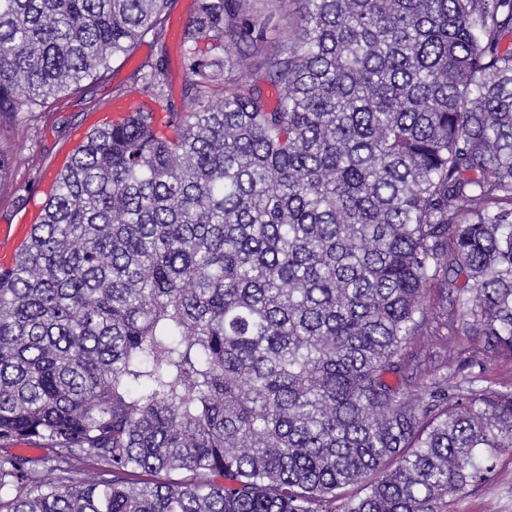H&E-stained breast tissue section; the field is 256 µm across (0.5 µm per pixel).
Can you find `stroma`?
Here are the masks:
<instances>
[{
	"label": "stroma",
	"mask_w": 512,
	"mask_h": 512,
	"mask_svg": "<svg viewBox=\"0 0 512 512\" xmlns=\"http://www.w3.org/2000/svg\"><path fill=\"white\" fill-rule=\"evenodd\" d=\"M161 58L167 65L161 101L183 106L185 67L180 43L168 39L159 44L148 37L129 56L110 61L97 78L61 93L45 107H24L0 118V152L12 160L10 175L0 181V234L10 235L14 225L24 221L33 188L59 155L73 151L74 134L84 128L88 113L103 110L118 93L141 89L144 65ZM477 344L476 337L461 328L451 338L421 337L414 351L428 368L458 373ZM451 510L512 512V451L499 453L490 478L458 497Z\"/></svg>",
	"instance_id": "stroma-1"
}]
</instances>
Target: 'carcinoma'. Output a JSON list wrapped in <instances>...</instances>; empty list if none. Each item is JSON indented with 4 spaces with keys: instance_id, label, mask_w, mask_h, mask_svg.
Instances as JSON below:
<instances>
[{
    "instance_id": "carcinoma-1",
    "label": "carcinoma",
    "mask_w": 512,
    "mask_h": 512,
    "mask_svg": "<svg viewBox=\"0 0 512 512\" xmlns=\"http://www.w3.org/2000/svg\"><path fill=\"white\" fill-rule=\"evenodd\" d=\"M247 2L198 0L167 135L91 130L0 274V512H448L512 450V389L409 354L512 360V0H300L271 53ZM171 3L0 0V116ZM457 336H424L414 342L415 353L422 364L428 368H439L441 372H446L448 365V375L450 373L469 372V368H463L467 362V357L472 349L477 347L478 341L475 336H468L465 327L458 328Z\"/></svg>"
}]
</instances>
